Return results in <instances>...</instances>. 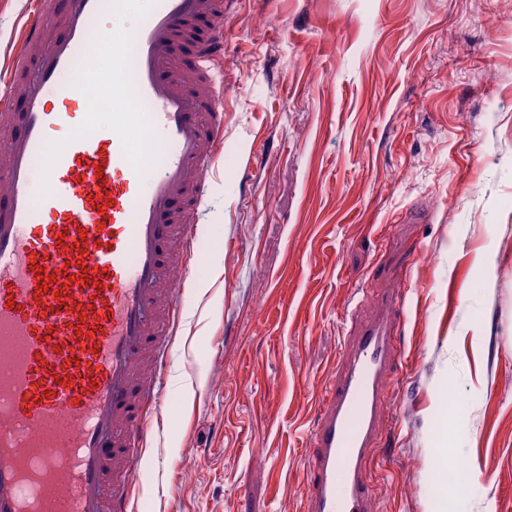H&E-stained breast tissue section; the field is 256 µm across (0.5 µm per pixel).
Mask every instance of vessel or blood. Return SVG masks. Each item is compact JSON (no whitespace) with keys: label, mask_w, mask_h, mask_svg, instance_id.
<instances>
[{"label":"vessel or blood","mask_w":512,"mask_h":512,"mask_svg":"<svg viewBox=\"0 0 512 512\" xmlns=\"http://www.w3.org/2000/svg\"><path fill=\"white\" fill-rule=\"evenodd\" d=\"M230 0H154L111 61L83 56L105 16L128 0H39L21 25L22 49L0 68L19 102L0 149V512H128L147 421L165 380L175 321L173 240L192 250L224 132V11ZM216 33L182 58L204 19ZM74 74L65 88L57 83ZM119 115L111 137L92 127L89 90ZM158 139L153 165L129 133ZM68 129L65 145L50 135ZM49 186L32 193L36 167ZM389 296L345 337L307 460L306 512H370L365 471L377 447L384 378L398 357Z\"/></svg>","instance_id":"vessel-or-blood-1"}]
</instances>
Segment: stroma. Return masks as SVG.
<instances>
[{"label":"stroma","mask_w":512,"mask_h":512,"mask_svg":"<svg viewBox=\"0 0 512 512\" xmlns=\"http://www.w3.org/2000/svg\"><path fill=\"white\" fill-rule=\"evenodd\" d=\"M208 182L130 512H305L360 288L404 297L377 512H512V0H234Z\"/></svg>","instance_id":"1"}]
</instances>
